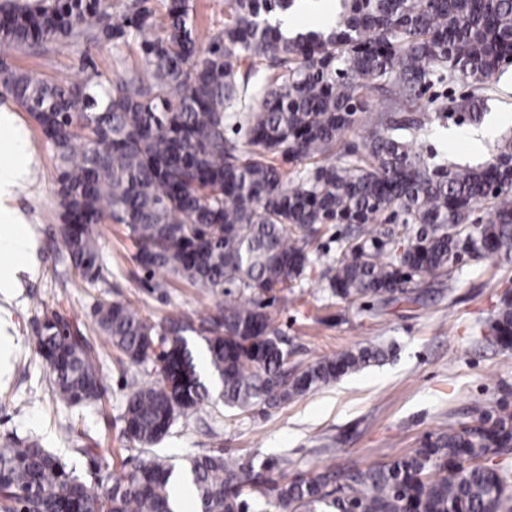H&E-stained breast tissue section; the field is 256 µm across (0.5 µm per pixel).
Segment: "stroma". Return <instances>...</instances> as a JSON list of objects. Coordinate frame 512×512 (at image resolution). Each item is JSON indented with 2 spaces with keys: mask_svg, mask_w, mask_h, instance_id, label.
I'll list each match as a JSON object with an SVG mask.
<instances>
[{
  "mask_svg": "<svg viewBox=\"0 0 512 512\" xmlns=\"http://www.w3.org/2000/svg\"><path fill=\"white\" fill-rule=\"evenodd\" d=\"M124 63H117V56ZM136 47L81 45L48 53L15 54L14 67L37 78L66 73L78 80L93 62L102 80L137 64ZM17 122L27 132L30 175L13 197L21 229L33 241L23 266H0L15 283L0 293V438L38 441L59 454L69 470L87 482L131 470L135 451L123 435L122 414L137 387L155 382L154 373L132 366L103 336L91 318L103 298L120 300L153 322L178 315L195 318L214 307L218 296L170 279L158 288L133 258L135 247L122 224L98 227L100 279H74L59 240L61 208L56 193L58 159L28 112ZM476 127L466 115H449L423 140V152L443 153L459 164L485 162L496 139L473 142ZM419 302L380 306L365 297L347 304L332 296L319 271L304 276L291 293L277 294L268 309L292 365L306 367L365 346L389 349L384 364L346 376L274 408L247 412L210 401L178 418L159 445L174 464L186 457L223 452L241 464L288 459L289 474L314 469L367 467L413 454L427 438L449 427L475 423L478 410L512 404V350L485 337L487 324L504 302L512 301V259L462 253L452 287L420 291ZM57 311L85 336L99 355L103 395L79 407L53 402L51 375L35 352L38 326ZM74 423L73 432L64 424Z\"/></svg>",
  "mask_w": 512,
  "mask_h": 512,
  "instance_id": "1",
  "label": "stroma"
}]
</instances>
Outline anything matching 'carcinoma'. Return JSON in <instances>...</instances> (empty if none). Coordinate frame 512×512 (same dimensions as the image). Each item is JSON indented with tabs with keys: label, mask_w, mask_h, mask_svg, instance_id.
Listing matches in <instances>:
<instances>
[{
	"label": "carcinoma",
	"mask_w": 512,
	"mask_h": 512,
	"mask_svg": "<svg viewBox=\"0 0 512 512\" xmlns=\"http://www.w3.org/2000/svg\"><path fill=\"white\" fill-rule=\"evenodd\" d=\"M339 2L334 23L290 36L269 17L297 15L305 0H224V26L205 45L188 0H50L0 12V89L57 152L60 235L74 272L98 280L96 229L108 220L126 226L143 270L222 297L196 326L157 324L117 301L93 308L112 346L161 376L129 396L122 416L124 436L142 453L211 399L183 333L206 342L224 405L270 406L379 364L387 353L366 347L290 375L288 349L262 296L296 287L321 265L344 302H415L410 285L453 283L462 239L477 256L512 257V134L478 166L438 163L417 148L450 110L483 120L478 93L493 87L512 56V0ZM79 42L134 44L141 66L106 85L95 71L81 81L35 79L8 62L16 51ZM264 61L273 75L256 93L250 74ZM436 82L472 92L427 106L420 118L408 115L402 104ZM379 90L393 107L361 147L341 146ZM230 124L246 126L256 149L226 138ZM279 157L304 168L289 176ZM479 207L491 215L485 224L474 218ZM389 209L402 225L381 232L374 221ZM326 224L347 225L333 261L307 250ZM490 328L497 344L512 345V304ZM35 348L55 401L76 406L100 397L95 352L63 315H44ZM511 451L512 412L501 403L494 419L450 428L412 455L341 475L290 478L284 463L235 466L221 452L193 457L184 469L197 512H505L509 471L479 460ZM174 470L166 458L141 456L111 485L92 484L38 442H12L0 448V512H175Z\"/></svg>",
	"instance_id": "cac0c4a2"
}]
</instances>
